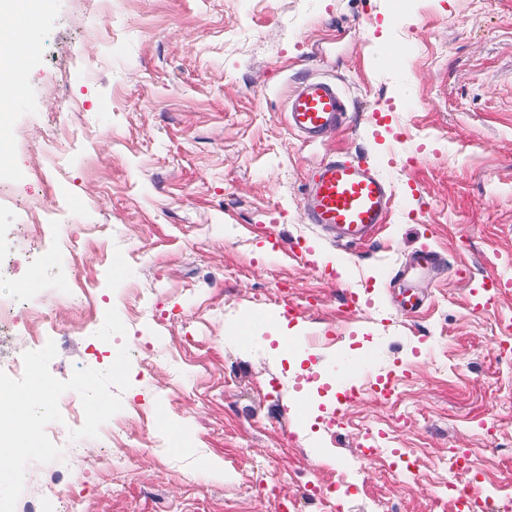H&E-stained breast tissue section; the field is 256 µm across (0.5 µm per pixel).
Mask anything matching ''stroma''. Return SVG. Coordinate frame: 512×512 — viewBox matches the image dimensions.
Here are the masks:
<instances>
[{"mask_svg":"<svg viewBox=\"0 0 512 512\" xmlns=\"http://www.w3.org/2000/svg\"><path fill=\"white\" fill-rule=\"evenodd\" d=\"M23 27L0 165V254L15 260L0 370L51 341L64 381L124 345L131 386L78 441L82 403L64 393L46 428L63 458L28 465L16 512H317L310 485L340 471L343 512L378 497L444 512L452 448L478 472L476 512H503L512 292L482 282L512 281V0H45ZM315 78L349 112L306 140L288 98ZM335 155L392 186L386 224L350 247L308 221L310 176ZM63 192L36 230L31 203ZM430 249L440 261L413 269ZM387 376L389 400L371 389ZM378 433L387 461L360 460Z\"/></svg>","mask_w":512,"mask_h":512,"instance_id":"stroma-1","label":"stroma"}]
</instances>
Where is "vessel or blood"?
Listing matches in <instances>:
<instances>
[{
  "instance_id": "vessel-or-blood-1",
  "label": "vessel or blood",
  "mask_w": 512,
  "mask_h": 512,
  "mask_svg": "<svg viewBox=\"0 0 512 512\" xmlns=\"http://www.w3.org/2000/svg\"><path fill=\"white\" fill-rule=\"evenodd\" d=\"M335 85L312 79L288 101V127L312 139L336 127L344 112ZM392 199L389 182L360 162L331 159L313 176L307 202L309 220L338 228L348 242L358 243L385 223Z\"/></svg>"
}]
</instances>
